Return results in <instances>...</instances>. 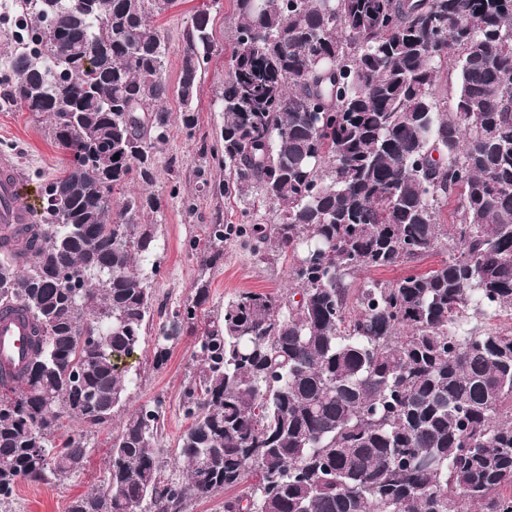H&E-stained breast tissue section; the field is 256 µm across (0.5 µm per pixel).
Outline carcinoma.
Wrapping results in <instances>:
<instances>
[{
    "mask_svg": "<svg viewBox=\"0 0 512 512\" xmlns=\"http://www.w3.org/2000/svg\"><path fill=\"white\" fill-rule=\"evenodd\" d=\"M234 4L214 159L249 228L210 225L208 260L245 231L258 259L290 257L291 291L244 292L201 329L203 283L153 328L157 368L200 331L174 478L160 402L123 411L112 357L141 350L157 271L143 217L160 201L126 184L153 183L170 97L195 128L209 15L185 28L173 89L165 0H0L10 101L70 157L39 223L0 229V313L29 321L32 352L0 366V505L80 472L121 411L101 486L68 512L220 494L223 512H512V327L475 323L512 319V0ZM445 239L424 273L355 281ZM65 418L84 430L60 441Z\"/></svg>",
    "mask_w": 512,
    "mask_h": 512,
    "instance_id": "carcinoma-1",
    "label": "carcinoma"
}]
</instances>
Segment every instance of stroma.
Returning <instances> with one entry per match:
<instances>
[{"label":"stroma","instance_id":"1","mask_svg":"<svg viewBox=\"0 0 512 512\" xmlns=\"http://www.w3.org/2000/svg\"><path fill=\"white\" fill-rule=\"evenodd\" d=\"M201 2L175 0L156 19L170 45L169 83L178 79L184 30ZM233 9L234 0H216L210 9L213 50L198 88L196 128L190 134L183 130L177 102L169 100L170 136L159 148L155 179L148 188L161 201L160 212L147 218L156 231L153 259L159 265V272L151 282L154 304L159 308L172 307L192 300L197 282L203 280L208 285L203 312L211 320L223 314L225 302L241 293L283 294L288 290L287 259L263 263L235 237L225 241L223 254L216 263L208 266L203 263L209 253V225L236 224L241 220L239 201L216 192L224 180V169L211 157L212 148L220 139L222 114L216 101L224 88L232 48L229 23ZM1 151L15 156L24 178L37 190L58 176L67 162L66 154L51 139L46 121L0 103ZM196 343V334L183 331L167 363L157 369L151 362L152 345L147 342L128 365L134 382L127 392V408L161 401L164 441L171 447L189 425L182 401L184 389L196 372L193 358ZM115 430V425L109 424L96 432L80 474L63 482H19L9 512H67L72 498L102 479Z\"/></svg>","mask_w":512,"mask_h":512}]
</instances>
